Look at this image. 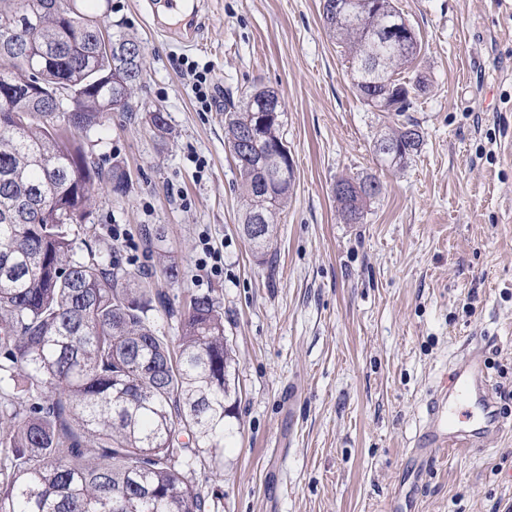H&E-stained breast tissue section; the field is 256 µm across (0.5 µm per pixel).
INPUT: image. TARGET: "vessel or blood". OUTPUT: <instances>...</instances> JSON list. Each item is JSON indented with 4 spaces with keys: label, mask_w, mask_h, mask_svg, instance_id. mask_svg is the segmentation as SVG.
<instances>
[{
    "label": "vessel or blood",
    "mask_w": 512,
    "mask_h": 512,
    "mask_svg": "<svg viewBox=\"0 0 512 512\" xmlns=\"http://www.w3.org/2000/svg\"><path fill=\"white\" fill-rule=\"evenodd\" d=\"M502 428L485 366L477 352H466L439 374L409 455L429 466L446 452L485 447Z\"/></svg>",
    "instance_id": "b4317fda"
}]
</instances>
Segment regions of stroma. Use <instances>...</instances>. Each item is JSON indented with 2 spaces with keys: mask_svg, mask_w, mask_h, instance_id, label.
Returning a JSON list of instances; mask_svg holds the SVG:
<instances>
[{
  "mask_svg": "<svg viewBox=\"0 0 512 512\" xmlns=\"http://www.w3.org/2000/svg\"><path fill=\"white\" fill-rule=\"evenodd\" d=\"M428 84L409 115L423 134L402 168L373 152L390 117L359 100L320 0H203L194 42L155 30L147 0H110L104 19L144 48L132 109L85 138L129 190L99 187L87 234L123 264L159 250L174 310L184 289L216 297L236 355L238 400L216 453L193 461L208 512H512V0H397ZM209 73L202 110L187 62ZM257 87L284 104L294 179L277 243L254 256L239 229V173L224 102ZM163 108L170 133L154 135ZM382 192L346 223L340 178ZM125 235L113 238V225ZM164 239H146V229ZM224 255L206 275L202 242ZM478 350L504 430L487 450L427 469L407 448L440 371Z\"/></svg>",
  "mask_w": 512,
  "mask_h": 512,
  "instance_id": "obj_1",
  "label": "stroma"
}]
</instances>
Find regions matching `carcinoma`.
<instances>
[{"mask_svg": "<svg viewBox=\"0 0 512 512\" xmlns=\"http://www.w3.org/2000/svg\"><path fill=\"white\" fill-rule=\"evenodd\" d=\"M49 2L0 0V42L26 9L40 15L28 38L42 52L33 62L0 57V89L29 82L26 92L0 96V512H205L190 460L224 447L237 402L224 312L211 294L193 293L177 335L164 334L155 315L170 301L149 288L148 272L122 267L114 252L86 244L82 225L57 220L91 204L103 183L116 195L127 192L125 170L104 169L75 134L112 111V90L96 83L94 70L122 67L124 51L142 46L114 33L108 57L87 34L76 56L59 46L61 13ZM57 2L73 25L90 17L80 0ZM393 11L395 0H381L373 16L324 21L345 47L357 96L377 94L370 107L403 118L374 143L382 162L401 168L422 144L420 125L406 112L423 80L405 76L413 52L370 38L369 27ZM63 81L78 92L77 111H35L39 90ZM275 96L260 89L224 110L228 148L252 135L247 153L234 157L245 225L258 209L277 215L288 204L293 165H283L277 150L284 123L258 126L263 100ZM12 113L29 118L17 124ZM359 185L365 197H336L349 224L381 192L374 177ZM20 209L34 220L12 221ZM276 233L272 223L265 237L248 242L257 258L266 259Z\"/></svg>", "mask_w": 512, "mask_h": 512, "instance_id": "cac0c4a2", "label": "carcinoma"}]
</instances>
